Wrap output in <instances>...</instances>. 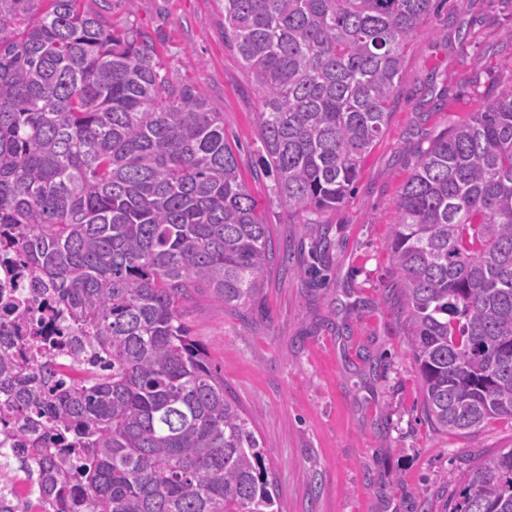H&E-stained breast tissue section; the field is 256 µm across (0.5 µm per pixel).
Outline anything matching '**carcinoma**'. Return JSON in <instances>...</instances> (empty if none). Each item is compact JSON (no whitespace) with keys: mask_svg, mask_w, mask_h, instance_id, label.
Returning <instances> with one entry per match:
<instances>
[{"mask_svg":"<svg viewBox=\"0 0 512 512\" xmlns=\"http://www.w3.org/2000/svg\"><path fill=\"white\" fill-rule=\"evenodd\" d=\"M85 0H0V249L31 275L0 318V421L54 512H272L268 451L183 302L248 304L270 260L224 116ZM437 0H224L260 95L261 160L291 216L342 207ZM392 288L425 421L512 419V90L436 138L395 202ZM52 299L64 325L38 334ZM33 333L36 356L12 351ZM450 512H512V449Z\"/></svg>","mask_w":512,"mask_h":512,"instance_id":"carcinoma-1","label":"carcinoma"}]
</instances>
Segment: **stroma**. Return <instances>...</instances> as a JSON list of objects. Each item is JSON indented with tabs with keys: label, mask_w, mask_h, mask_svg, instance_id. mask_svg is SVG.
Returning <instances> with one entry per match:
<instances>
[{
	"label": "stroma",
	"mask_w": 512,
	"mask_h": 512,
	"mask_svg": "<svg viewBox=\"0 0 512 512\" xmlns=\"http://www.w3.org/2000/svg\"><path fill=\"white\" fill-rule=\"evenodd\" d=\"M114 27L133 22L170 78L224 114L239 175L275 257L241 308L208 292L186 307L191 332L267 446L276 512H445L478 452L512 449V421L470 435L421 415L407 324L389 285L395 202L428 144L512 84V0H443L415 32L384 134L348 202L301 224L258 162V91L224 40V0H107ZM467 30L447 38L448 24Z\"/></svg>",
	"instance_id": "obj_1"
}]
</instances>
